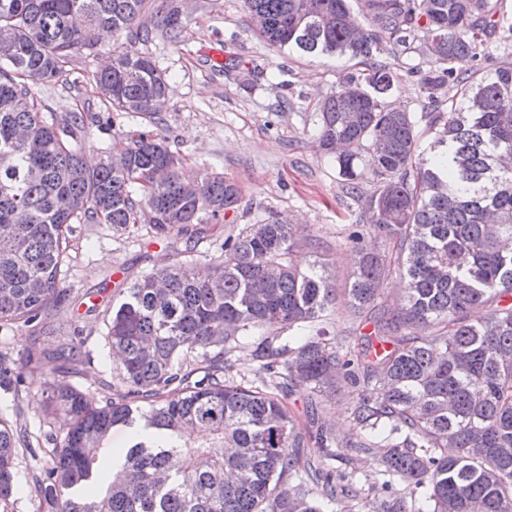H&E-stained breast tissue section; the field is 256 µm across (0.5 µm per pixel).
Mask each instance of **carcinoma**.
<instances>
[{
  "instance_id": "obj_1",
  "label": "carcinoma",
  "mask_w": 512,
  "mask_h": 512,
  "mask_svg": "<svg viewBox=\"0 0 512 512\" xmlns=\"http://www.w3.org/2000/svg\"><path fill=\"white\" fill-rule=\"evenodd\" d=\"M270 45L309 56H349L364 66L319 107L316 133L377 241L358 248L345 291L355 318L372 331L332 336L315 327L336 304L323 266L292 255L314 245L284 218L245 224L224 238L206 275L177 260L128 288L106 324L119 352L112 400L89 407L72 384L56 385L45 422L64 419L50 467L32 475L41 512H326L357 499L354 476L336 468L339 448L376 452L388 480L365 497L364 512H512V63L486 73L468 67L499 33L490 0H244ZM148 0H0V328L51 317L61 287L70 225L94 221L126 232L148 224L159 237L206 231L235 208L240 191L222 176L185 182L163 141L134 135L127 164L87 168L72 142L84 129L73 114L48 122L31 86L60 77L76 55L94 52L110 30L146 42L139 24ZM178 39L174 0L156 10ZM371 20L366 26L361 18ZM420 42L432 68L422 81L430 110H391L397 81L378 60ZM460 98L441 107L442 82ZM115 112L162 111L169 85L151 57L117 43L93 74ZM432 133L427 146L419 126ZM373 157L361 183L363 154ZM159 166L166 182L150 184ZM139 185L140 196L131 191ZM402 282L391 300L383 285ZM310 329L295 347L268 336L244 373L232 353L252 329ZM57 358L82 362L80 346ZM26 382L0 354V389ZM344 385L358 391L356 439L336 437L324 401ZM309 388L304 419L288 408ZM119 428L134 440L119 467L101 451ZM30 435L0 416V508L15 489L17 448ZM182 457L177 470L172 453ZM398 480L411 490L393 488ZM421 492L429 505L415 506Z\"/></svg>"
}]
</instances>
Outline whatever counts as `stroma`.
Returning <instances> with one entry per match:
<instances>
[{
	"label": "stroma",
	"mask_w": 512,
	"mask_h": 512,
	"mask_svg": "<svg viewBox=\"0 0 512 512\" xmlns=\"http://www.w3.org/2000/svg\"><path fill=\"white\" fill-rule=\"evenodd\" d=\"M182 28L178 42L155 30V13L142 24L153 39L142 50L154 60L169 83L167 102L155 115L107 110L91 80L112 52L114 38L104 35L94 56L78 55L63 77L34 84L32 92L47 119L61 124L71 113L85 120L78 147L88 167L119 154L128 134L147 132L165 140L182 160L185 177L221 173L240 189L236 209L223 223L209 225L194 249L185 238L154 237L139 224L120 233L110 225H73L63 282L68 298L54 309L52 333L33 326L0 330V353L12 367H25L28 385L19 392L0 390V415L17 421L33 438L31 450H20L12 498L13 512H38L32 488L33 470L47 466L53 446L46 440L43 405L51 385H76L93 405L111 398L112 355L105 344L102 315L87 312L84 301L95 296L110 303L115 289L181 259L190 251L194 264L206 268L218 258L227 235L245 224H261L278 215L321 241V248H301L300 267L324 262L337 288L357 268V249L345 240L362 221V208L351 197L324 153L316 135L317 108L347 75L361 67L349 57H313L266 44L253 29L243 0H176ZM382 61L398 76L389 107L421 111L427 101L421 79L429 70L423 49L403 55L384 51ZM81 342L85 364L67 373L55 352L61 343ZM37 362H28L30 352ZM339 469L353 473L369 493L381 489L379 458L344 448Z\"/></svg>",
	"instance_id": "obj_1"
}]
</instances>
